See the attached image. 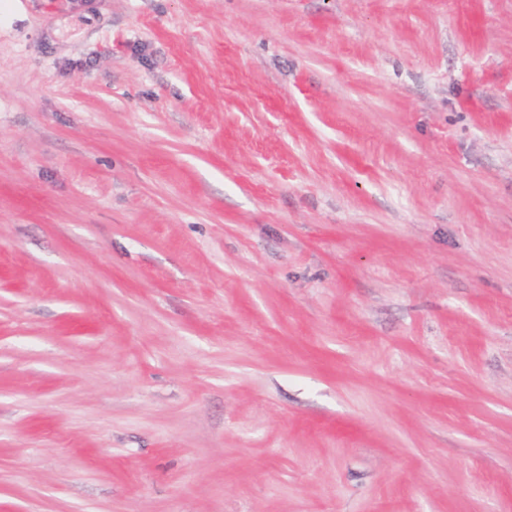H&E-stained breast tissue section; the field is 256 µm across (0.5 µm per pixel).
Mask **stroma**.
Listing matches in <instances>:
<instances>
[{
  "instance_id": "obj_1",
  "label": "stroma",
  "mask_w": 512,
  "mask_h": 512,
  "mask_svg": "<svg viewBox=\"0 0 512 512\" xmlns=\"http://www.w3.org/2000/svg\"><path fill=\"white\" fill-rule=\"evenodd\" d=\"M0 512H512V0H0Z\"/></svg>"
}]
</instances>
